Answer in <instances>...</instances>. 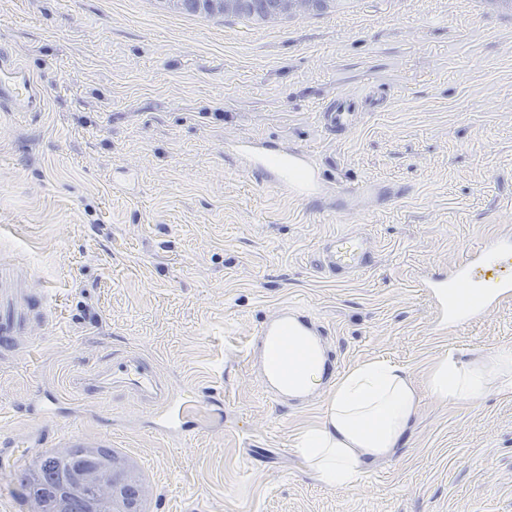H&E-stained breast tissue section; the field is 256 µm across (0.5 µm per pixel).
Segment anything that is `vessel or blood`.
<instances>
[{"mask_svg":"<svg viewBox=\"0 0 512 512\" xmlns=\"http://www.w3.org/2000/svg\"><path fill=\"white\" fill-rule=\"evenodd\" d=\"M46 104L43 86L34 71L0 51V108L10 112H40ZM321 118L328 131L336 132L350 129L356 115L344 108H328ZM227 154L240 167L260 172L269 184L286 192L314 195L325 188L317 163L305 151L242 139L232 142ZM373 262V245L356 232L329 238L319 256L323 270L348 275L369 269ZM415 281L433 308L434 333L446 334L456 328L459 311H466L469 319L477 320L497 305L512 301V240L494 238L485 247L463 254L448 273L437 275L425 269L416 273ZM35 310L45 320H52L49 294H42L38 308L34 309L19 291H0V353L21 352L30 315ZM324 333L322 323L299 304H280L255 325L246 358L263 395L274 406H283L288 397L302 396L297 379L309 366H318L324 380H333L340 364L334 354L321 348L319 338ZM72 387L83 399L100 398L115 389L126 391L142 407L169 424L187 412L202 411L211 403L206 393L195 395L190 401L176 399L153 363L129 352L105 356L101 364L74 377ZM64 406V401L56 396L43 397V421L37 432L0 442L1 473L21 461L23 449L50 440L61 441L67 448L110 447L109 439L77 429L60 433L56 418Z\"/></svg>","mask_w":512,"mask_h":512,"instance_id":"1","label":"vessel or blood"}]
</instances>
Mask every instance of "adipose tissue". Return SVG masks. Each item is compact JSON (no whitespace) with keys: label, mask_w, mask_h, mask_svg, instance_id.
<instances>
[{"label":"adipose tissue","mask_w":512,"mask_h":512,"mask_svg":"<svg viewBox=\"0 0 512 512\" xmlns=\"http://www.w3.org/2000/svg\"><path fill=\"white\" fill-rule=\"evenodd\" d=\"M494 383L512 391V347L491 354L483 369L442 356L427 378L429 392L451 402L478 401ZM418 402L405 368L363 363L337 380L321 421L296 438L294 449L324 484L353 488L371 464L402 446Z\"/></svg>","instance_id":"obj_1"}]
</instances>
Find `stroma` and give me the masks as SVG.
<instances>
[{
    "mask_svg": "<svg viewBox=\"0 0 512 512\" xmlns=\"http://www.w3.org/2000/svg\"><path fill=\"white\" fill-rule=\"evenodd\" d=\"M0 50L37 73L43 112H0V231L13 287L50 289L29 356L0 357V431L37 429V392L134 348L183 393L223 405L155 433L124 391L62 418L104 436L147 489L144 512H512V393L449 403L438 358L512 347V305L432 335L414 281L512 235V9L495 0H328L266 22L164 0H0ZM358 103L345 134L322 107ZM259 139L310 152L327 191L297 198L224 155ZM354 183L369 194L349 200ZM374 245L371 269L318 273L324 240ZM306 305L343 371L382 360L421 385L407 442L337 490L295 454L329 396L276 409L243 349L283 302Z\"/></svg>",
    "mask_w": 512,
    "mask_h": 512,
    "instance_id": "1",
    "label": "stroma"
}]
</instances>
